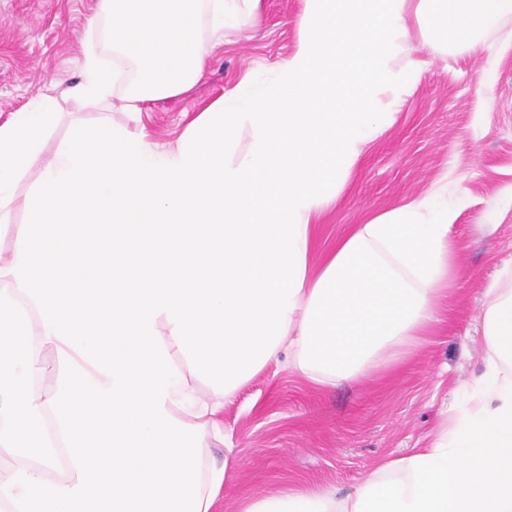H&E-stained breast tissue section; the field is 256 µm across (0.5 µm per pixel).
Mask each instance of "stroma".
Listing matches in <instances>:
<instances>
[{"mask_svg": "<svg viewBox=\"0 0 512 512\" xmlns=\"http://www.w3.org/2000/svg\"><path fill=\"white\" fill-rule=\"evenodd\" d=\"M97 3L0 0V122L50 82L79 83ZM300 9L301 0H264L260 22L213 51L191 92L144 103L149 138L173 142L246 72L268 76L296 46ZM487 72L494 84L485 99L476 81ZM442 184L459 210L461 262L439 301L446 318L406 361L351 384L314 387L288 371L284 355L246 381L224 405L228 443L213 450L239 461L218 512L288 485L346 494L381 458L425 447L443 411L462 405L461 384L481 371L484 288L512 261V21L474 50L431 56L395 125L366 145L336 205L322 214L319 244Z\"/></svg>", "mask_w": 512, "mask_h": 512, "instance_id": "stroma-1", "label": "stroma"}]
</instances>
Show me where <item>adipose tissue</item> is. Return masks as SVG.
Returning a JSON list of instances; mask_svg holds the SVG:
<instances>
[{"label":"adipose tissue","instance_id":"1","mask_svg":"<svg viewBox=\"0 0 512 512\" xmlns=\"http://www.w3.org/2000/svg\"><path fill=\"white\" fill-rule=\"evenodd\" d=\"M263 0H99L80 60L81 81L61 94L39 93L0 123V239L18 234L32 173L68 169L62 155H46L58 127L83 110L100 117L122 107L139 120V102L189 91L203 76L212 50L223 45L240 19L256 20ZM400 23L406 36L388 62L392 72L414 60L411 33L421 49L445 55L476 48L512 18V0H404ZM110 50L131 66L124 94L118 74L104 65ZM322 203L301 209L306 269L286 320L277 352L288 369L312 384L334 388L384 368L417 348L438 319L437 299L459 272L451 235L454 210L442 188L370 218L317 250ZM15 254L0 256V288L24 306L32 324L33 351L57 350L38 309L19 290L9 270ZM481 376L465 389V404L446 412L426 447L380 461L347 494L292 486L277 493L241 498L237 512H512V264L484 289ZM184 379L169 388L165 409L184 423L204 428L200 477L201 512H214L233 468L217 460L211 445L223 441L218 415L223 395L201 391L190 374L166 317L155 325Z\"/></svg>","mask_w":512,"mask_h":512}]
</instances>
